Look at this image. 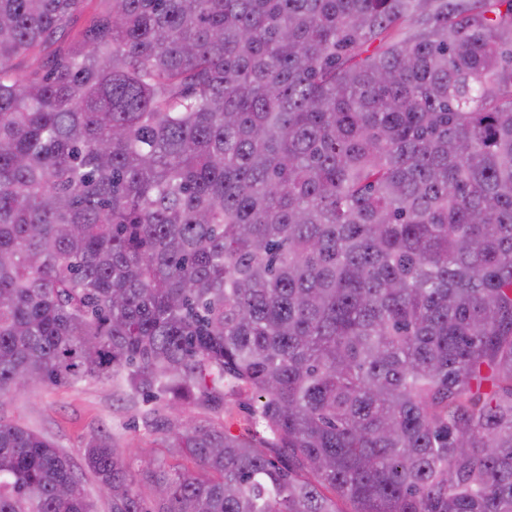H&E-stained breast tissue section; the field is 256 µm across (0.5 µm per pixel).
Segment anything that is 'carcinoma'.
I'll return each instance as SVG.
<instances>
[{
    "mask_svg": "<svg viewBox=\"0 0 512 512\" xmlns=\"http://www.w3.org/2000/svg\"><path fill=\"white\" fill-rule=\"evenodd\" d=\"M109 378V512H512V0H0V397ZM0 512L96 510L0 418ZM250 402L246 396L229 399L225 405L224 414L220 415L219 420L213 413L194 406L187 407L186 414L188 417L210 418L217 422L224 421V425L234 434L248 431L252 433L254 428L251 427V416L246 408V404Z\"/></svg>",
    "mask_w": 512,
    "mask_h": 512,
    "instance_id": "obj_1",
    "label": "carcinoma"
}]
</instances>
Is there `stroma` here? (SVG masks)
Returning <instances> with one entry per match:
<instances>
[{
	"mask_svg": "<svg viewBox=\"0 0 512 512\" xmlns=\"http://www.w3.org/2000/svg\"><path fill=\"white\" fill-rule=\"evenodd\" d=\"M163 410V402H155ZM115 390L111 381L86 380L49 389L40 396L16 391L0 398V416L49 437L57 447L80 461L90 436L102 430L113 436L132 463L161 456L157 435L143 419L148 407Z\"/></svg>",
	"mask_w": 512,
	"mask_h": 512,
	"instance_id": "35a3bbf8",
	"label": "stroma"
}]
</instances>
